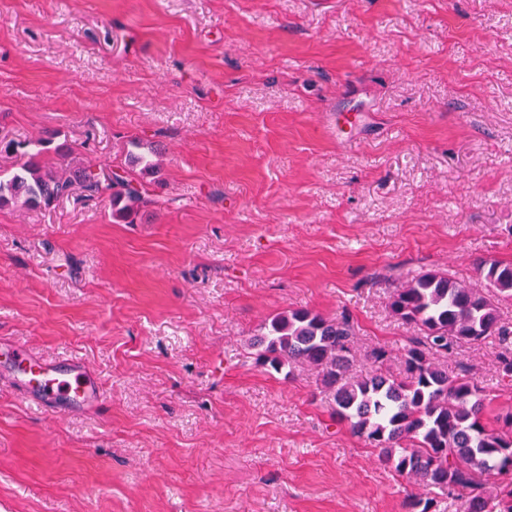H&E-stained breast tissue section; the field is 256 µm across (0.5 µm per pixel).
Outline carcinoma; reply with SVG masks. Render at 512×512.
Masks as SVG:
<instances>
[{
	"label": "carcinoma",
	"instance_id": "cac0c4a2",
	"mask_svg": "<svg viewBox=\"0 0 512 512\" xmlns=\"http://www.w3.org/2000/svg\"><path fill=\"white\" fill-rule=\"evenodd\" d=\"M33 143L9 176L0 178V204L21 200L49 207L81 191L109 201L112 216L136 224L156 200L135 184L134 170L157 172V146L137 137L127 153L129 171L104 172L91 160L59 149L55 160H39ZM480 284H467L438 271H423L393 289L392 317L419 329L403 348V375L384 369L387 351L369 353L372 367L356 370L355 331L346 317L329 319L309 310H288L269 318L248 347L257 361L276 372L308 367L330 397L333 414L351 431L379 449V462L422 487L407 512H430L434 491L460 503L461 512H512V413L491 428L483 422L487 390L470 369L448 367V355L460 343L489 338L505 345L499 356L501 379L512 378V327L500 302L512 300V264L482 261Z\"/></svg>",
	"mask_w": 512,
	"mask_h": 512
}]
</instances>
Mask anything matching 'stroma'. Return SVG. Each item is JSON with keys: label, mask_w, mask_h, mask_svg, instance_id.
<instances>
[{"label": "stroma", "mask_w": 512, "mask_h": 512, "mask_svg": "<svg viewBox=\"0 0 512 512\" xmlns=\"http://www.w3.org/2000/svg\"><path fill=\"white\" fill-rule=\"evenodd\" d=\"M47 131L107 172L131 138L164 150L140 223L0 206V344L79 356L107 393L45 411L0 379V512H406L417 487L315 371L247 342L346 315L358 369L384 346L399 374V278L512 263V0H0V138ZM501 351L448 357L491 427Z\"/></svg>", "instance_id": "35a3bbf8"}]
</instances>
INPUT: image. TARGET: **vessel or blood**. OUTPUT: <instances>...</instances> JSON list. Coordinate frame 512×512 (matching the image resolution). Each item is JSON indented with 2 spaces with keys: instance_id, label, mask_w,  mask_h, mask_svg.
Instances as JSON below:
<instances>
[{
  "instance_id": "vessel-or-blood-1",
  "label": "vessel or blood",
  "mask_w": 512,
  "mask_h": 512,
  "mask_svg": "<svg viewBox=\"0 0 512 512\" xmlns=\"http://www.w3.org/2000/svg\"><path fill=\"white\" fill-rule=\"evenodd\" d=\"M0 373L41 408L84 409L104 400L100 382L77 358L43 361L22 345L1 344Z\"/></svg>"
}]
</instances>
